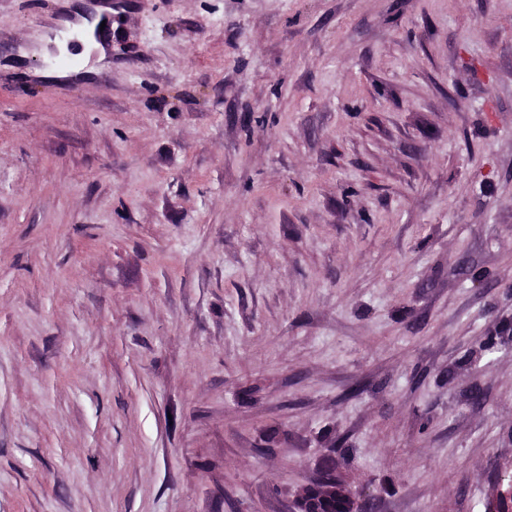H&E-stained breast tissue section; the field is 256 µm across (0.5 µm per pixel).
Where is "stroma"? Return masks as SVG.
<instances>
[{"label":"stroma","mask_w":512,"mask_h":512,"mask_svg":"<svg viewBox=\"0 0 512 512\" xmlns=\"http://www.w3.org/2000/svg\"><path fill=\"white\" fill-rule=\"evenodd\" d=\"M0 0V512H373L512 468V0ZM503 347L467 357L488 338Z\"/></svg>","instance_id":"stroma-1"}]
</instances>
